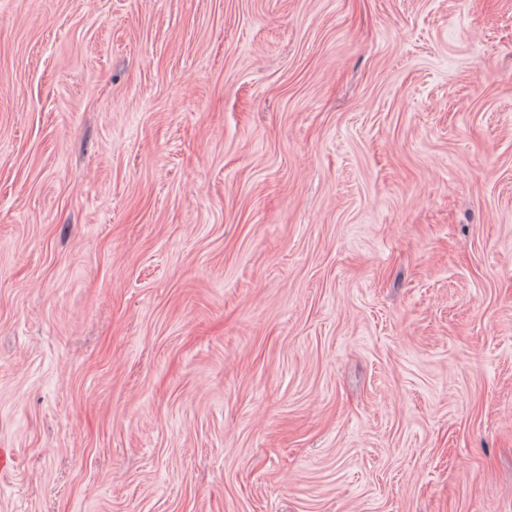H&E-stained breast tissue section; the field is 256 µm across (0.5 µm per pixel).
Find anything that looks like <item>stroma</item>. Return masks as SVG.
<instances>
[{"instance_id": "obj_1", "label": "stroma", "mask_w": 512, "mask_h": 512, "mask_svg": "<svg viewBox=\"0 0 512 512\" xmlns=\"http://www.w3.org/2000/svg\"><path fill=\"white\" fill-rule=\"evenodd\" d=\"M0 512H512V0H0Z\"/></svg>"}]
</instances>
